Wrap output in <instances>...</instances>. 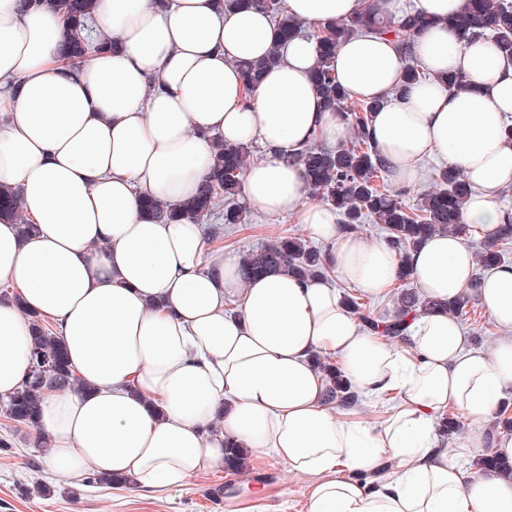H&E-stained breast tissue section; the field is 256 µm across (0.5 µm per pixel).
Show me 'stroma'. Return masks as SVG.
I'll return each mask as SVG.
<instances>
[{
    "instance_id": "35a3bbf8",
    "label": "stroma",
    "mask_w": 512,
    "mask_h": 512,
    "mask_svg": "<svg viewBox=\"0 0 512 512\" xmlns=\"http://www.w3.org/2000/svg\"><path fill=\"white\" fill-rule=\"evenodd\" d=\"M306 235L294 217L273 220L250 208L245 224L227 228L219 245L237 256L283 236ZM1 437L11 446L0 450V512H230L258 487L265 490L264 512H309V477L274 458L248 463L231 475L191 476L177 487L145 490L130 483L114 489L89 483L84 473L65 479L50 472L35 445V431L14 425L0 408Z\"/></svg>"
}]
</instances>
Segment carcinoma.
I'll list each match as a JSON object with an SVG mask.
<instances>
[{
	"mask_svg": "<svg viewBox=\"0 0 512 512\" xmlns=\"http://www.w3.org/2000/svg\"><path fill=\"white\" fill-rule=\"evenodd\" d=\"M29 8H39L45 3L62 12L71 20L66 35L64 52L71 60L85 56L94 43V30L88 19L94 8V0H24ZM256 4L271 13L278 26L279 37L288 40L303 33V23L288 15L283 0H255ZM446 25L458 33L460 39L488 36L500 53L512 57V5L504 0H465L463 10L448 18ZM433 26V21L414 10L405 11L392 18L385 11L366 8L348 20L325 29L318 35L319 54L313 79L326 101L343 112L357 130L354 140L340 150H328L311 145L296 156L303 168L313 194L334 207L342 216L343 224H360L369 218L383 225L390 245L405 258L426 237L441 231L458 232L462 228V210L471 187L464 175L456 170L438 172L439 188L421 195L416 205L410 207L388 192L381 183L386 174L384 161L371 142L366 128L371 112L377 105L358 103L348 105L351 97L336 82L334 51L336 46L355 35L371 31L392 36L407 56L405 83L421 80L425 74L417 63L413 41L417 34ZM279 61L278 51L273 48L268 55L256 62L246 63L243 69L250 80H255L266 68ZM249 153L246 144L226 142L214 148L209 175L197 195L185 202L164 206L152 199L144 201L147 212L171 221L209 219L222 211L223 222L211 225L210 234L218 237L224 227L244 222L245 215L236 200L242 193V172ZM0 216L21 223V232L27 233L30 225L22 222L16 196L11 191H0ZM478 262L486 268L505 262L497 244L484 246L478 254ZM243 278L260 276L277 270H291L302 276H315L327 272L322 263V252L299 237H284L268 243L240 257ZM348 304L360 324L369 331L378 332L392 339L406 333V314L421 307V312L431 309L425 303L418 305L416 294L402 291L397 297L399 312L388 320H378L366 311L364 304L351 294L345 295ZM334 374V386L329 401L343 405L357 402L356 395L338 374L331 363L319 362ZM74 380L67 352L61 339L48 332L41 324L34 327L31 349V368L22 389L6 404L8 417L19 425L36 426L41 402V389L52 383ZM225 463L231 468L244 465L247 450L234 443H225Z\"/></svg>",
	"mask_w": 512,
	"mask_h": 512,
	"instance_id": "1",
	"label": "carcinoma"
}]
</instances>
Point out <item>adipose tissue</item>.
<instances>
[{"label":"adipose tissue","instance_id":"ef3b65f1","mask_svg":"<svg viewBox=\"0 0 512 512\" xmlns=\"http://www.w3.org/2000/svg\"><path fill=\"white\" fill-rule=\"evenodd\" d=\"M434 26L416 42L428 76L400 97L405 56L386 36L336 47L338 81L380 101L369 126L391 181L417 182L427 159L462 170L473 192L463 216L492 242L512 213V61L493 40L460 43L444 20L464 0H415ZM315 30L385 0H284ZM94 23L114 35L75 67L60 50L70 22L47 7L0 0V188L18 192L34 229L0 220V404L30 367L31 319L49 321L77 384L44 388L43 460L57 475L90 470L145 489L224 469V441L310 477V512H512V478L466 475L477 434L440 440L454 407L472 422L499 413L512 387V264L477 272L465 239L443 233L408 260L426 299L478 297L498 329L470 344L442 312L408 318L406 339L365 331L337 281L374 297L398 267L312 195L294 156L340 147L344 116L311 81L317 38L277 42L274 18L218 0H96ZM278 47L279 63L248 82L243 63ZM467 83L452 93L439 77ZM258 143L242 195L269 218L295 215L326 244L323 278L288 272L242 281L239 262L210 249L204 225L163 221L142 207L194 195L215 141ZM337 360L359 397L386 403L378 425L331 406L333 381L313 355Z\"/></svg>","mask_w":512,"mask_h":512}]
</instances>
